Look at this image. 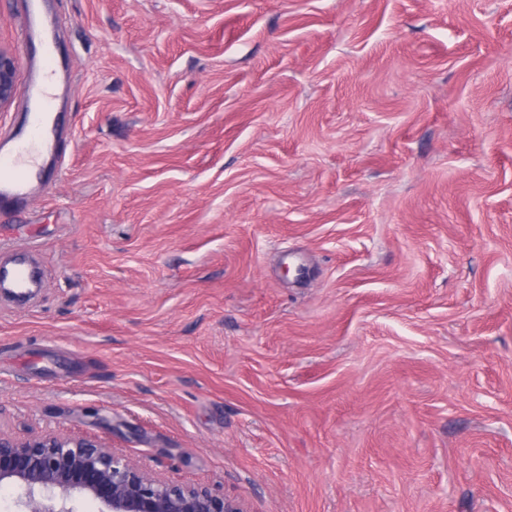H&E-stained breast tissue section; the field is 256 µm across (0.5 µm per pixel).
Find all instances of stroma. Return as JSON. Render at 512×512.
Wrapping results in <instances>:
<instances>
[{"instance_id": "obj_1", "label": "stroma", "mask_w": 512, "mask_h": 512, "mask_svg": "<svg viewBox=\"0 0 512 512\" xmlns=\"http://www.w3.org/2000/svg\"><path fill=\"white\" fill-rule=\"evenodd\" d=\"M67 173L0 218V428L251 512H512V0H44ZM13 260L4 262L0 266V289L1 292L8 293H20L15 294L18 300H25L29 288L34 285V276L37 275V271L30 267L21 257L31 253L29 248H13L10 249Z\"/></svg>"}]
</instances>
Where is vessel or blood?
I'll return each mask as SVG.
<instances>
[{"label": "vessel or blood", "instance_id": "vessel-or-blood-1", "mask_svg": "<svg viewBox=\"0 0 512 512\" xmlns=\"http://www.w3.org/2000/svg\"><path fill=\"white\" fill-rule=\"evenodd\" d=\"M19 50L35 65L25 86L28 110L20 124L0 133V215L12 213L26 199L34 180L43 177L47 161H54L56 177H63L56 139V99L47 81L56 75L52 33L42 17L41 0H28L19 18L16 34ZM10 261L0 264V290L8 293L28 291L36 271L21 257V249L11 251Z\"/></svg>", "mask_w": 512, "mask_h": 512}]
</instances>
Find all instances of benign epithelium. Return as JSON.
Returning <instances> with one entry per match:
<instances>
[{"instance_id": "7a95c632", "label": "benign epithelium", "mask_w": 512, "mask_h": 512, "mask_svg": "<svg viewBox=\"0 0 512 512\" xmlns=\"http://www.w3.org/2000/svg\"><path fill=\"white\" fill-rule=\"evenodd\" d=\"M14 56L0 47V110L16 98ZM17 489V512H250L245 503L203 484L164 478L90 435L18 437L0 430V484Z\"/></svg>"}]
</instances>
